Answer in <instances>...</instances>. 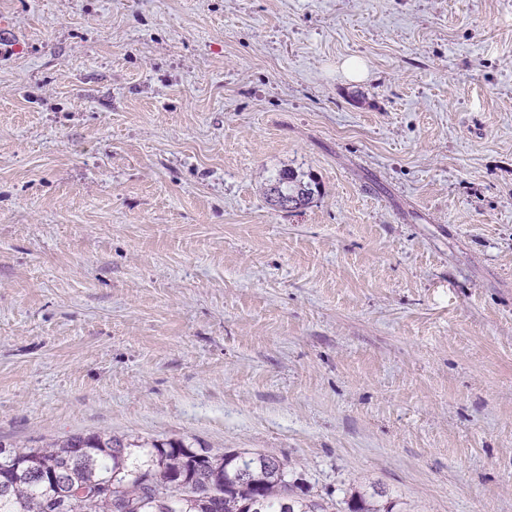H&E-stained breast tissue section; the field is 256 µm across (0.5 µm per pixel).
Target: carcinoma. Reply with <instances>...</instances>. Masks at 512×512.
<instances>
[{"instance_id":"carcinoma-1","label":"carcinoma","mask_w":512,"mask_h":512,"mask_svg":"<svg viewBox=\"0 0 512 512\" xmlns=\"http://www.w3.org/2000/svg\"><path fill=\"white\" fill-rule=\"evenodd\" d=\"M275 183L306 205L312 184L292 170ZM330 512L333 503L288 480L286 464L258 453L195 447L184 439L129 440L107 431L42 445L0 444V512ZM384 492H359L348 512H393Z\"/></svg>"}]
</instances>
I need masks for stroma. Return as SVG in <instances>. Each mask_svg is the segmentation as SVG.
Listing matches in <instances>:
<instances>
[{"label":"stroma","instance_id":"obj_1","mask_svg":"<svg viewBox=\"0 0 512 512\" xmlns=\"http://www.w3.org/2000/svg\"><path fill=\"white\" fill-rule=\"evenodd\" d=\"M1 15L0 443L183 438L339 512H512V0ZM273 184H278L281 194L289 197L282 196L276 185L271 187V193L284 208H291L297 205L295 198H291L290 196L300 198L302 205L308 204L311 200L313 194L312 184L303 181L293 170H285L279 173L278 178L275 179ZM386 497V499H384ZM396 503L384 492H358L348 503L349 512H393Z\"/></svg>","mask_w":512,"mask_h":512}]
</instances>
